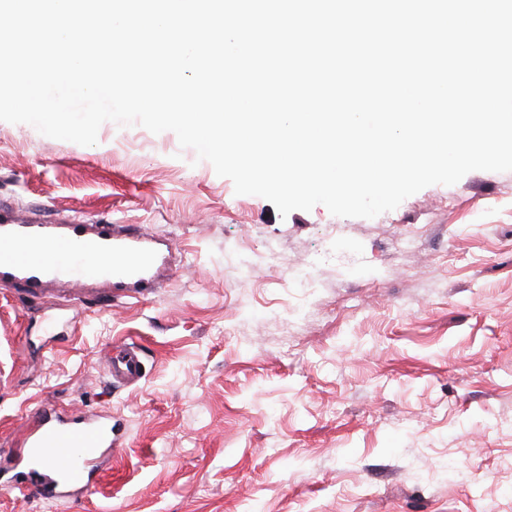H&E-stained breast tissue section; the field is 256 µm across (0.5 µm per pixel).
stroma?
I'll return each mask as SVG.
<instances>
[{
  "label": "stroma",
  "mask_w": 512,
  "mask_h": 512,
  "mask_svg": "<svg viewBox=\"0 0 512 512\" xmlns=\"http://www.w3.org/2000/svg\"><path fill=\"white\" fill-rule=\"evenodd\" d=\"M0 200L135 226L173 269L140 299L0 286V468L46 403L123 436L63 502L0 476V512H512V171L283 218L173 132L107 122L81 146L0 121ZM123 342L132 385L99 371Z\"/></svg>",
  "instance_id": "35a3bbf8"
}]
</instances>
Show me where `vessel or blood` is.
I'll use <instances>...</instances> for the list:
<instances>
[{
  "label": "vessel or blood",
  "instance_id": "vessel-or-blood-1",
  "mask_svg": "<svg viewBox=\"0 0 512 512\" xmlns=\"http://www.w3.org/2000/svg\"><path fill=\"white\" fill-rule=\"evenodd\" d=\"M50 244L57 253L47 264L38 250ZM165 270L164 257L150 234L122 224L52 223L20 218L0 205V285L29 293L80 284L101 289L124 288L130 297L153 293ZM137 346L120 345L105 361L108 378L133 384L142 376ZM115 443L112 419L99 412L74 413L53 405L39 407L29 418L20 445L15 487L27 497L60 501L93 485ZM61 461V473L29 479L32 463Z\"/></svg>",
  "mask_w": 512,
  "mask_h": 512
}]
</instances>
